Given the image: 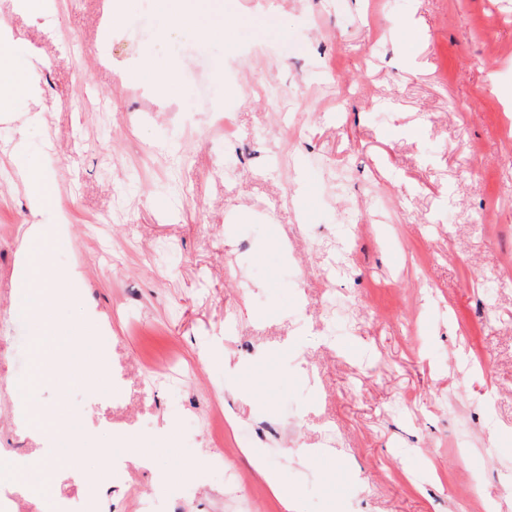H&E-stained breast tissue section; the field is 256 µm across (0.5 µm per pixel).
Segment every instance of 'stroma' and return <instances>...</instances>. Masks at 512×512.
Masks as SVG:
<instances>
[{"label": "stroma", "instance_id": "35a3bbf8", "mask_svg": "<svg viewBox=\"0 0 512 512\" xmlns=\"http://www.w3.org/2000/svg\"><path fill=\"white\" fill-rule=\"evenodd\" d=\"M53 2L33 18L0 0V20L31 47L45 104L15 115L51 178L44 220L69 224L46 262L79 273L59 293L108 325L109 382L76 361L79 337L21 322L48 362L28 400L0 397L9 512H285L248 455L213 448L217 405L305 512H512V288L481 292L511 247L483 221L512 233V0H192L197 32L166 40L154 0L113 16ZM146 59L179 92L137 77ZM10 135L0 123V317L31 220ZM345 224L377 227L331 288L348 332L325 316L316 246ZM173 345L187 376L148 385ZM27 401L82 421L47 500L14 466L61 423L20 433ZM85 436L118 455L150 441L154 465L93 484Z\"/></svg>", "mask_w": 512, "mask_h": 512}]
</instances>
